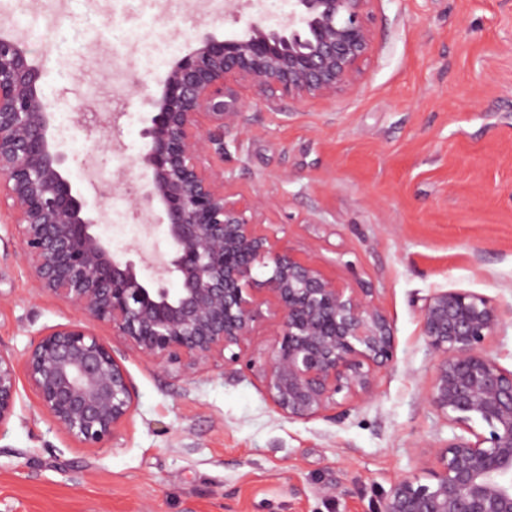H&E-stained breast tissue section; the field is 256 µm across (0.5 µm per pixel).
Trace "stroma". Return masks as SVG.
<instances>
[{
  "instance_id": "1",
  "label": "stroma",
  "mask_w": 512,
  "mask_h": 512,
  "mask_svg": "<svg viewBox=\"0 0 512 512\" xmlns=\"http://www.w3.org/2000/svg\"><path fill=\"white\" fill-rule=\"evenodd\" d=\"M161 0L128 14L122 0L31 6L28 41L54 114L68 115L67 177L98 198L115 250L138 241L146 179L136 160L170 64L197 32H241L251 0L195 11ZM375 50L355 89L327 99L247 106L224 133L227 192L262 196L268 233L328 277L369 289L396 336L393 363L367 402L338 419L280 415L259 380L215 367L191 377L124 354L136 394L129 423L100 448L71 439L18 382L0 435V512H371L378 496L457 435L425 398L435 356L418 310L435 289L512 304V0H377ZM131 78L112 92L113 60ZM66 80H58V72ZM107 181L87 188L85 164ZM142 241V240H139ZM165 251L164 234L142 241ZM77 316L35 288L9 214L0 215V346L23 356L43 331Z\"/></svg>"
}]
</instances>
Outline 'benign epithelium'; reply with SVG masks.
I'll use <instances>...</instances> for the list:
<instances>
[{
  "label": "benign epithelium",
  "instance_id": "obj_1",
  "mask_svg": "<svg viewBox=\"0 0 512 512\" xmlns=\"http://www.w3.org/2000/svg\"><path fill=\"white\" fill-rule=\"evenodd\" d=\"M375 2L293 0L277 29L257 16L232 37L196 35L161 80L160 96L148 98L154 113L137 164L168 249L141 253L137 263L112 250L98 230L103 211L65 175L41 69L25 38L0 24V207L14 218L37 286L81 315L41 333L23 371L40 409L73 440L101 448L135 409L122 358L87 320L110 327L141 359L188 377L220 362L240 365L291 420L334 419L374 393L377 373L395 357L386 314L368 292L326 277L262 229L254 216L265 200L233 198L211 157H224V129L245 105L242 86L298 101L352 90L375 49ZM139 263L156 277L144 278ZM171 278L180 288L166 286ZM264 306L276 318L274 339L256 357L250 348ZM508 315L512 307L468 290L424 300L421 336L436 357L426 399L470 437L434 449L427 482L397 479L373 512H512V370L485 350ZM17 394L18 362L0 348V428Z\"/></svg>",
  "mask_w": 512,
  "mask_h": 512
}]
</instances>
